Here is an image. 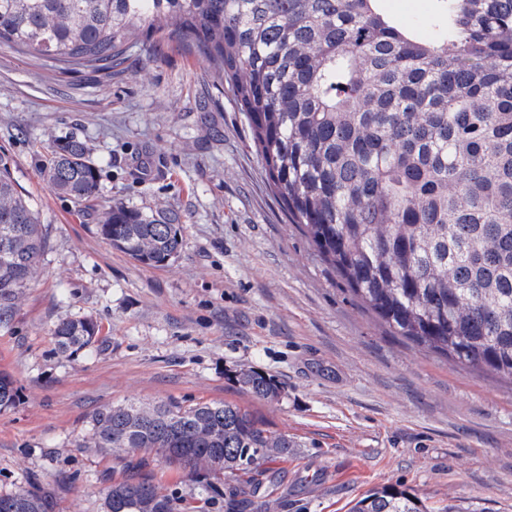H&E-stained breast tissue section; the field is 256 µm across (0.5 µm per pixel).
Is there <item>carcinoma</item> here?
Wrapping results in <instances>:
<instances>
[{
	"instance_id": "1",
	"label": "carcinoma",
	"mask_w": 512,
	"mask_h": 512,
	"mask_svg": "<svg viewBox=\"0 0 512 512\" xmlns=\"http://www.w3.org/2000/svg\"><path fill=\"white\" fill-rule=\"evenodd\" d=\"M379 0H0V47L60 71L108 75L130 48L188 38L232 90L287 217L350 291L395 334L512 383V0H443L438 36L395 27ZM41 175L56 195L98 189L87 145L50 139ZM97 232L152 266L182 248L180 215L111 207ZM47 236L30 200L0 170V327L37 281ZM90 317L52 330L57 353L90 349ZM240 388L280 387L241 368ZM17 398L0 371V410ZM79 446L132 470L105 487L102 512H176L143 471L150 455L188 475L224 476L227 512H245L241 481L296 444L228 401L107 405ZM0 512H56L48 485L0 494ZM349 512H428L393 486Z\"/></svg>"
}]
</instances>
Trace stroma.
<instances>
[{"mask_svg":"<svg viewBox=\"0 0 512 512\" xmlns=\"http://www.w3.org/2000/svg\"><path fill=\"white\" fill-rule=\"evenodd\" d=\"M395 24L439 33L438 0H381ZM85 141L98 193L77 204L48 189L49 137ZM31 199L49 247L37 283L0 327V370L18 389L0 411V492L60 485L57 512H99L125 479L111 453L79 447L87 418L123 402L249 406L294 441L268 465L252 512H347L396 485L451 512H512V384L395 335L351 294L272 194L232 92L189 40L135 47L122 73H62L0 48V166ZM125 205L181 216L167 265L134 262L96 232ZM90 317L100 340L70 357L51 329ZM274 378L254 399L240 367ZM156 484L179 512H224L223 479L161 460Z\"/></svg>","mask_w":512,"mask_h":512,"instance_id":"1","label":"stroma"}]
</instances>
